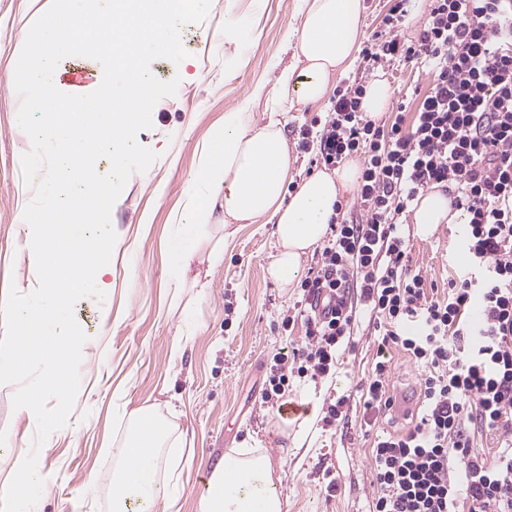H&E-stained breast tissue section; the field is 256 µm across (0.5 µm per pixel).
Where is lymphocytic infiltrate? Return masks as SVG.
<instances>
[{
	"label": "lymphocytic infiltrate",
	"instance_id": "obj_1",
	"mask_svg": "<svg viewBox=\"0 0 512 512\" xmlns=\"http://www.w3.org/2000/svg\"><path fill=\"white\" fill-rule=\"evenodd\" d=\"M396 0L361 51L363 69L337 90L316 136L327 167L360 159L357 207L337 213L316 272L302 283L306 343L277 357L262 395L283 408L288 366L325 377L365 306L381 336L361 386L367 422L390 413L394 348L421 369V406L407 432L372 448V512H512V0H426L414 38ZM427 68L430 88L410 128L360 112L375 68ZM463 213L466 258L443 297L404 258L407 217L432 189ZM495 439L487 457L472 432Z\"/></svg>",
	"mask_w": 512,
	"mask_h": 512
}]
</instances>
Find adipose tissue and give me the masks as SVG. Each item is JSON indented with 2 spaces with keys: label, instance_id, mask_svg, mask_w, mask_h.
<instances>
[{
  "label": "adipose tissue",
  "instance_id": "adipose-tissue-1",
  "mask_svg": "<svg viewBox=\"0 0 512 512\" xmlns=\"http://www.w3.org/2000/svg\"><path fill=\"white\" fill-rule=\"evenodd\" d=\"M364 0H296L298 26L293 29L292 64L283 67L267 93L262 114L249 105L225 113L223 125L204 144L196 172L202 192L188 205L189 224H175L167 240L173 258L172 280L182 286L201 250L205 226L216 209L225 224L271 222L277 252L268 275L281 287L298 276L303 256L326 236L335 205L357 188L360 165L351 159L333 170L321 171L301 183L293 194L285 185L293 159L284 136L288 114L321 104L337 76L347 73L363 37ZM414 221L423 231L438 224L459 223L441 190L419 201ZM170 435L168 425L152 411L134 412L131 433L120 450V466L113 476V512H158L169 503L161 477L162 455ZM11 474L29 478L24 499H9L12 512H31L47 489L25 450L10 457ZM281 493L267 455L240 448L214 468L206 482L201 512H282Z\"/></svg>",
  "mask_w": 512,
  "mask_h": 512
}]
</instances>
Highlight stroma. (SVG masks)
Wrapping results in <instances>:
<instances>
[{
  "label": "stroma",
  "instance_id": "obj_1",
  "mask_svg": "<svg viewBox=\"0 0 512 512\" xmlns=\"http://www.w3.org/2000/svg\"><path fill=\"white\" fill-rule=\"evenodd\" d=\"M45 0H0V287L26 292L33 271L20 250L24 230L17 222L32 191L24 181L21 157L30 150L18 123L21 99L5 78L22 51L21 33L40 17ZM297 23L295 0H212L205 19L183 26L187 56L161 58L151 65L163 82L178 80L174 96L162 98L151 128L137 142L156 160L128 179L111 224L117 239L108 268L112 289L104 300L80 299L75 317L90 341L82 352L80 387L65 427L39 452V470L48 481L37 512H113L112 479L119 450L130 435L133 410L151 406L183 442L178 466L163 448L165 478L176 504L173 512H199L206 481L216 460L238 448H257L270 459L283 512H370L376 487L370 452L376 436L407 430V421L364 423L358 383L376 361L377 341L369 313H361L352 345L340 352L336 371L311 379L291 375L284 399L304 412H317L310 447L298 448L293 435L301 421L272 412L261 395L276 354L305 343V327L295 316L303 302L299 284L280 288L267 274L274 251L269 224H238L232 235L208 227L205 248L221 246L224 262L208 269L195 259L192 273H209L205 297L175 287L166 239L172 224L187 221L188 197L197 189L194 172L200 151L226 112L252 99L257 88L271 89L275 67L293 61L289 35ZM394 106L382 118L412 119L430 76L409 67L381 69ZM407 112H398V103ZM324 101L288 115L285 136L295 159L293 184L318 173L317 145L301 149V132L325 119ZM408 265L425 273L435 288H446L455 272L448 251L458 238L453 224L428 235L411 225ZM294 317L283 326L285 317ZM188 343L180 359L170 357L177 336ZM14 387L0 389L1 489L9 482L8 449H30L36 428L14 410ZM341 403L343 425L326 424L327 407Z\"/></svg>",
  "mask_w": 512,
  "mask_h": 512
}]
</instances>
